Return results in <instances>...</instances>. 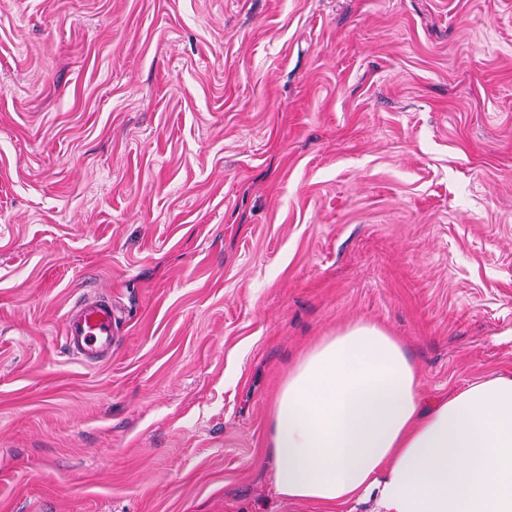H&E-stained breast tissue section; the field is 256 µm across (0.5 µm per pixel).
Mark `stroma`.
Wrapping results in <instances>:
<instances>
[{
  "instance_id": "stroma-1",
  "label": "stroma",
  "mask_w": 512,
  "mask_h": 512,
  "mask_svg": "<svg viewBox=\"0 0 512 512\" xmlns=\"http://www.w3.org/2000/svg\"><path fill=\"white\" fill-rule=\"evenodd\" d=\"M357 319L512 377V0H0V512H322L269 409ZM114 334L111 297L82 296L66 313L64 348L85 365H95L112 355Z\"/></svg>"
}]
</instances>
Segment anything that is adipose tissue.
<instances>
[{
  "instance_id": "adipose-tissue-1",
  "label": "adipose tissue",
  "mask_w": 512,
  "mask_h": 512,
  "mask_svg": "<svg viewBox=\"0 0 512 512\" xmlns=\"http://www.w3.org/2000/svg\"><path fill=\"white\" fill-rule=\"evenodd\" d=\"M401 341L359 320L323 337L288 371L268 448L277 494L339 512H512V377L433 404Z\"/></svg>"
}]
</instances>
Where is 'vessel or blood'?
<instances>
[{
	"instance_id": "obj_1",
	"label": "vessel or blood",
	"mask_w": 512,
	"mask_h": 512,
	"mask_svg": "<svg viewBox=\"0 0 512 512\" xmlns=\"http://www.w3.org/2000/svg\"><path fill=\"white\" fill-rule=\"evenodd\" d=\"M63 339L66 352L86 365L110 357L115 342L111 297H81L65 316Z\"/></svg>"
}]
</instances>
